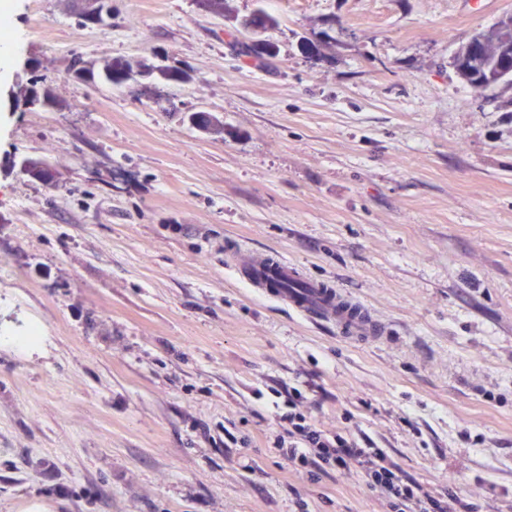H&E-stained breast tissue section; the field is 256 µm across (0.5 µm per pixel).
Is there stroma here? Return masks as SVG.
I'll use <instances>...</instances> for the list:
<instances>
[{
    "label": "stroma",
    "mask_w": 512,
    "mask_h": 512,
    "mask_svg": "<svg viewBox=\"0 0 512 512\" xmlns=\"http://www.w3.org/2000/svg\"><path fill=\"white\" fill-rule=\"evenodd\" d=\"M111 4L82 27L81 0H0V512H394L357 465L274 448L292 408L449 512H512V86L453 64L512 0ZM259 7L270 69L230 44ZM76 58L191 79L91 85ZM36 79L54 101L24 108ZM230 242L334 281L390 340L295 317Z\"/></svg>",
    "instance_id": "obj_1"
}]
</instances>
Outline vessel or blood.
<instances>
[{
	"mask_svg": "<svg viewBox=\"0 0 512 512\" xmlns=\"http://www.w3.org/2000/svg\"><path fill=\"white\" fill-rule=\"evenodd\" d=\"M230 263L252 288L306 320L328 324L338 335L358 341L386 338V327L363 304L333 283L303 277L298 266L280 254L237 244Z\"/></svg>",
	"mask_w": 512,
	"mask_h": 512,
	"instance_id": "b4317fda",
	"label": "vessel or blood"
}]
</instances>
